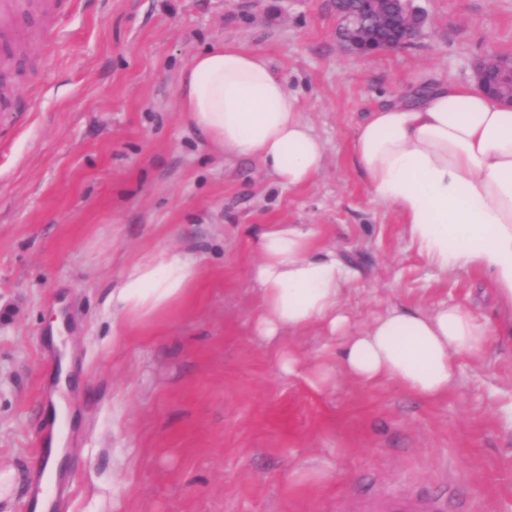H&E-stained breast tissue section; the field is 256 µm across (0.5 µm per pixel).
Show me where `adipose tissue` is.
<instances>
[{"label": "adipose tissue", "mask_w": 512, "mask_h": 512, "mask_svg": "<svg viewBox=\"0 0 512 512\" xmlns=\"http://www.w3.org/2000/svg\"><path fill=\"white\" fill-rule=\"evenodd\" d=\"M177 106L188 125L225 157L255 156L290 187L315 179L327 147L298 98L265 57L232 44L196 54L183 69ZM373 195L393 205L403 231L441 272L485 273L512 307V105L448 81L366 113L352 142ZM251 270L262 300L259 335L324 327L342 341L337 364L364 385L392 383L425 399L448 394L459 358H479L492 334L471 308H388L353 332L341 303L357 272L307 224H267ZM193 259L138 261L112 290V309L142 322L181 301Z\"/></svg>", "instance_id": "obj_1"}]
</instances>
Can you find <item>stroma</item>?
<instances>
[{"mask_svg":"<svg viewBox=\"0 0 512 512\" xmlns=\"http://www.w3.org/2000/svg\"><path fill=\"white\" fill-rule=\"evenodd\" d=\"M416 3L418 43L368 56L342 48L330 0H77L62 39L17 52L15 106L0 112V512L31 493L61 356L73 383L58 512H377L401 493L512 512V311L483 274L429 266L352 158L361 114L414 77L467 85L481 58L512 55V0ZM223 42L263 55L325 141L309 184L210 150L179 112L183 69ZM266 224L339 245L359 272L343 301L353 328L391 306L462 304L492 324L488 349L460 358L436 401L339 368L311 385L341 342L317 326L258 334L250 270ZM160 253L191 255L196 280L151 322L123 323L112 287Z\"/></svg>","mask_w":512,"mask_h":512,"instance_id":"35a3bbf8","label":"stroma"}]
</instances>
